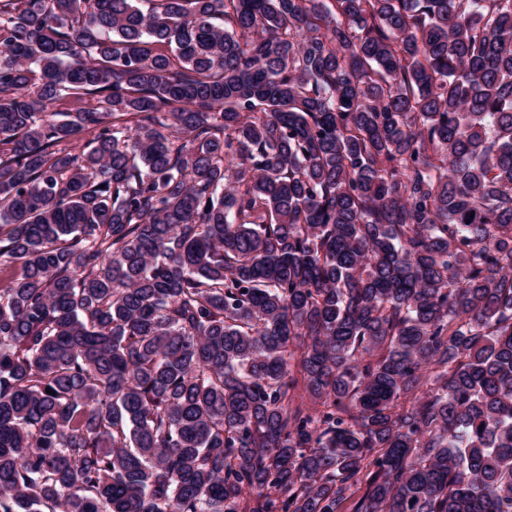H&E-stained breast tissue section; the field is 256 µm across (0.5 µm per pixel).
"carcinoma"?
Returning a JSON list of instances; mask_svg holds the SVG:
<instances>
[{"mask_svg": "<svg viewBox=\"0 0 512 512\" xmlns=\"http://www.w3.org/2000/svg\"><path fill=\"white\" fill-rule=\"evenodd\" d=\"M3 259L0 512H512V0H0Z\"/></svg>", "mask_w": 512, "mask_h": 512, "instance_id": "obj_1", "label": "carcinoma"}]
</instances>
